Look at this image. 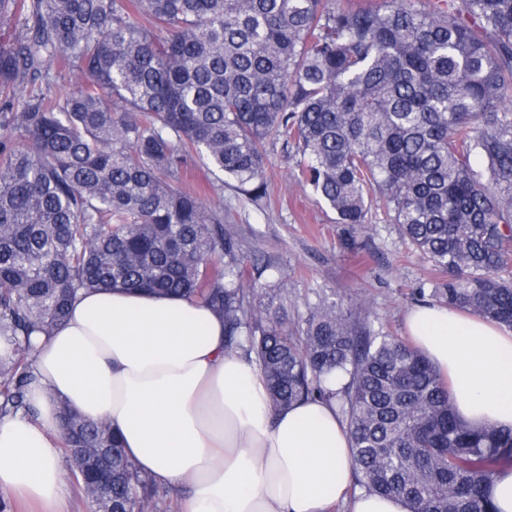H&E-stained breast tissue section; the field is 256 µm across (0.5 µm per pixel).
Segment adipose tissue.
I'll use <instances>...</instances> for the list:
<instances>
[{"mask_svg":"<svg viewBox=\"0 0 512 512\" xmlns=\"http://www.w3.org/2000/svg\"><path fill=\"white\" fill-rule=\"evenodd\" d=\"M416 345L447 375L466 423L512 428V330L458 309L406 315ZM35 416L0 419V495L61 501L57 403L109 421L138 470L187 488L185 512H412L353 491L350 438L335 405L272 409L254 361L224 351V321L201 303L123 288L81 295L40 338Z\"/></svg>","mask_w":512,"mask_h":512,"instance_id":"1","label":"adipose tissue"}]
</instances>
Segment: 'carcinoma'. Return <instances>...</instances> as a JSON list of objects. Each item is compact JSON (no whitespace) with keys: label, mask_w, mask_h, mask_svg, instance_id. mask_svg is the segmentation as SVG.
Instances as JSON below:
<instances>
[{"label":"carcinoma","mask_w":512,"mask_h":512,"mask_svg":"<svg viewBox=\"0 0 512 512\" xmlns=\"http://www.w3.org/2000/svg\"><path fill=\"white\" fill-rule=\"evenodd\" d=\"M1 29L0 418L33 413L35 334L79 293L173 294L224 317L273 408L336 403L358 485L494 512L512 429L460 420L426 355L357 307L288 322L287 273L183 179L197 158L259 207L280 143L339 223L380 203L444 306L512 327V0H0ZM60 417L89 512L104 468L112 512L161 510L109 423Z\"/></svg>","instance_id":"obj_1"}]
</instances>
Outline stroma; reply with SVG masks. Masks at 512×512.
Listing matches in <instances>:
<instances>
[{"label":"stroma","mask_w":512,"mask_h":512,"mask_svg":"<svg viewBox=\"0 0 512 512\" xmlns=\"http://www.w3.org/2000/svg\"><path fill=\"white\" fill-rule=\"evenodd\" d=\"M267 153L268 197L262 208L230 189L217 194L216 175L197 160L189 165L187 185L205 204L221 199L234 204V229L244 246L287 272L290 321L326 295L346 307L365 303L372 320L404 336L406 312L432 303L440 274L403 240L398 225L379 218L354 226L338 223L311 187L295 181L281 146H268Z\"/></svg>","instance_id":"obj_1"}]
</instances>
